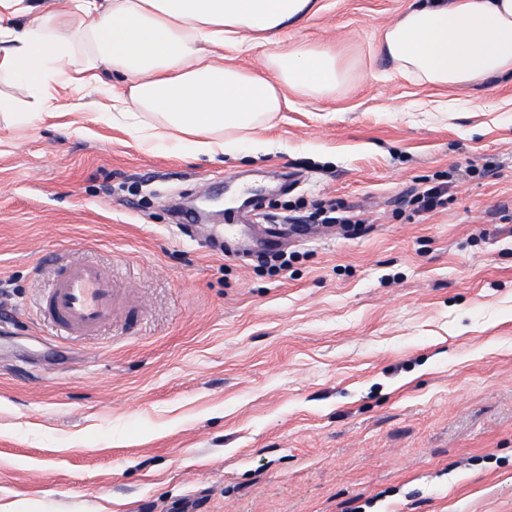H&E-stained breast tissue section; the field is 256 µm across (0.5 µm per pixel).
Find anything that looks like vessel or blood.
Returning <instances> with one entry per match:
<instances>
[{"instance_id": "vessel-or-blood-1", "label": "vessel or blood", "mask_w": 512, "mask_h": 512, "mask_svg": "<svg viewBox=\"0 0 512 512\" xmlns=\"http://www.w3.org/2000/svg\"><path fill=\"white\" fill-rule=\"evenodd\" d=\"M121 308L119 291L110 273L90 264L60 269L43 295L39 316L61 335L88 337L110 326Z\"/></svg>"}]
</instances>
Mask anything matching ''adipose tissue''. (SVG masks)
I'll return each mask as SVG.
<instances>
[{"mask_svg": "<svg viewBox=\"0 0 512 512\" xmlns=\"http://www.w3.org/2000/svg\"><path fill=\"white\" fill-rule=\"evenodd\" d=\"M318 10L317 0H0V77L21 102L0 98L7 124L57 117L64 91L123 82L110 120L138 143L171 141L195 158L215 159L246 137L290 95L325 98L347 71L335 45L282 44L286 28ZM86 19L74 38L59 28ZM266 48L267 75L225 64L224 49ZM394 71L435 88L512 77V0H419L387 24L379 45Z\"/></svg>", "mask_w": 512, "mask_h": 512, "instance_id": "ef3b65f1", "label": "adipose tissue"}]
</instances>
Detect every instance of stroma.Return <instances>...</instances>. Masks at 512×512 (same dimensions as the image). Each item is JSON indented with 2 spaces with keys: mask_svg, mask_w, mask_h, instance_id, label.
<instances>
[{
  "mask_svg": "<svg viewBox=\"0 0 512 512\" xmlns=\"http://www.w3.org/2000/svg\"><path fill=\"white\" fill-rule=\"evenodd\" d=\"M411 0H318L291 40L348 80L222 160L137 143L62 97L0 131V512H512V84L431 88L376 54ZM452 181L446 207L416 210ZM294 224L278 270L213 238ZM63 262L135 308L68 340L36 315ZM340 206H336V202H329L328 204L320 203L315 208L314 212H311L306 219H297L295 224H339L350 223L351 217L346 215L336 216V213L340 211Z\"/></svg>",
  "mask_w": 512,
  "mask_h": 512,
  "instance_id": "obj_1",
  "label": "stroma"
}]
</instances>
